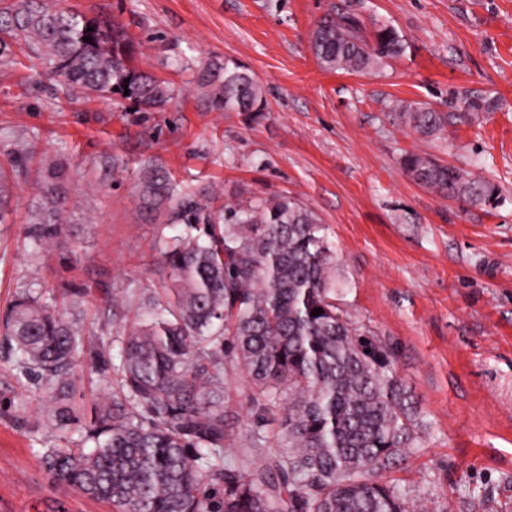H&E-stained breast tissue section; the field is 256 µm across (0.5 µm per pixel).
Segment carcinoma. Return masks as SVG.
<instances>
[{
  "instance_id": "obj_1",
  "label": "carcinoma",
  "mask_w": 512,
  "mask_h": 512,
  "mask_svg": "<svg viewBox=\"0 0 512 512\" xmlns=\"http://www.w3.org/2000/svg\"><path fill=\"white\" fill-rule=\"evenodd\" d=\"M92 30H87V27ZM89 36L92 41H84ZM25 46L67 93L124 96L141 112L171 98L172 84L133 64L137 44L109 19L88 18L57 0H0V59ZM327 70L370 73L404 55L396 28L368 32L349 12L324 17L310 37ZM199 84L212 106L261 112L253 73L233 60L199 62ZM394 119L433 136L452 116L417 101L400 102ZM29 154L0 165V223L9 182ZM406 174L444 198L471 205L497 199V188L432 154L407 152ZM42 202L27 229L41 252L64 233L68 196L61 165L46 167ZM141 196L186 232L165 240L171 285L142 291L123 339L120 363L57 313L56 298L33 282L0 317V347L19 376L46 397L45 425L58 444L44 468L113 512H428L377 480L416 445V411L379 348L336 303L333 253L316 215L286 195L215 209L150 169ZM316 308L323 310L312 315ZM112 379L90 420L71 400L80 355ZM251 381V404L271 426L278 452L255 464L228 452L224 385L229 368ZM81 428L79 448L61 441Z\"/></svg>"
}]
</instances>
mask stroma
Segmentation results:
<instances>
[{
  "label": "stroma",
  "mask_w": 512,
  "mask_h": 512,
  "mask_svg": "<svg viewBox=\"0 0 512 512\" xmlns=\"http://www.w3.org/2000/svg\"><path fill=\"white\" fill-rule=\"evenodd\" d=\"M66 7L124 26L135 65L172 82L159 112L132 101L66 95L27 51L0 63V163L33 152L0 224V310L24 282L53 290L85 341L119 354L132 320L104 312L109 288L162 289L169 272L166 223L139 194L144 168L198 197L233 203L288 195L326 227L336 298L388 353L423 422L416 448L380 479L430 512H512V0H65ZM366 29L390 24L404 56L372 74L325 69L309 38L337 10ZM248 67L266 103L260 117L213 109L195 60ZM482 98L490 111L467 102ZM457 116L437 136L393 123L394 101ZM435 155L498 186L477 206L438 196L402 170V154ZM60 161L74 202L54 250L26 236L47 160ZM247 375L224 392L235 451L250 447L258 419ZM0 512H112L55 481L40 463L54 440L42 403L19 385L0 351Z\"/></svg>",
  "instance_id": "1"
}]
</instances>
